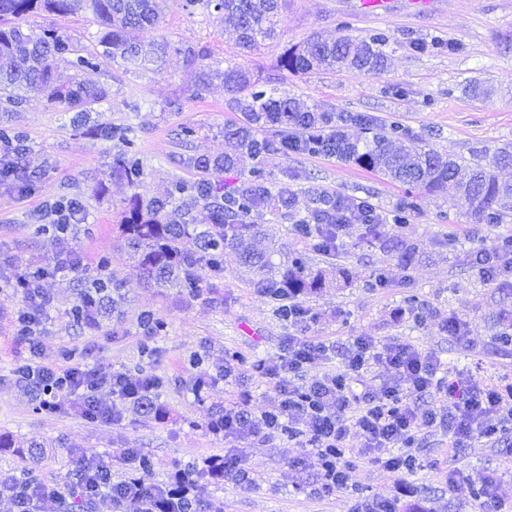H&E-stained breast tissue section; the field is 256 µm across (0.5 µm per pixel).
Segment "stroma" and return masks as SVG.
I'll return each mask as SVG.
<instances>
[{
    "mask_svg": "<svg viewBox=\"0 0 512 512\" xmlns=\"http://www.w3.org/2000/svg\"><path fill=\"white\" fill-rule=\"evenodd\" d=\"M161 22L148 41L170 46L162 69L138 74L125 64L106 62L108 95L88 117L49 108L44 98L29 96L20 106L0 109V132L20 135L27 147L25 161L36 171L33 189L18 193L0 183V261L19 265L48 262L58 243L52 232L39 231L37 211L59 198L78 200L83 211L71 238L87 256L80 272L55 275L42 286L51 298L39 330L43 363H58L64 350L73 349L86 364L127 372L132 377L153 374L161 383L154 391L158 414L142 416L133 403L102 392L119 419L92 422L69 408L49 414L38 410L31 388L14 375L22 343L7 332V317L21 307V297L0 290V434L22 447L37 446L40 458L35 476L70 478V456L83 451L112 464L113 480L128 476L131 466L119 462L123 449L135 448L153 462L150 482L169 484L176 470L200 472L202 512H347L348 492H322L320 465L309 457L306 466L293 461L302 450L280 436L270 441L226 440L206 428L217 409L243 394L255 416L271 410L276 401L272 386L255 370L259 361L282 354L292 336H312L331 342L326 368L339 370L354 337L400 340L434 353L448 370L483 378L512 379V345L501 342L512 328L504 314L512 310V294L485 284L470 263L471 254L490 249L512 236V224H482L455 185L420 194L418 210L404 228H395L387 215L404 196L405 185L353 164L319 155H272L264 164L269 181L302 191L310 197L323 189L351 200H366L384 214L383 238L401 236L417 244L419 254L409 269L408 287L391 254L364 239L361 224L349 225L335 256L311 254L313 268L323 270L329 285L306 299L313 317L294 324L278 319L272 303L251 286L250 275L236 252L224 253V276L215 289L189 298L176 291L160 293L129 260L119 225L132 194L151 199L165 196L173 183L193 184L199 177L192 162L231 151L225 125L238 121L224 95L221 81L195 92L194 70L180 49L193 45L208 49L210 63L223 68L233 62L248 69L261 84L311 107L333 112H364L379 122H400L413 147L432 146L453 158L477 150L495 154L512 151V0H399L391 12L363 11L358 0H288L277 39L243 52L237 34L224 24L214 6L198 5L194 12L176 0H157ZM365 37L384 31L387 68L381 73L345 69L334 74L286 72L280 58L290 46L310 38H333L340 25ZM130 129V141L91 134L94 125ZM134 146L144 164L138 188L112 181L114 155ZM110 257L118 272L121 311L99 317L94 328L73 320L70 309L87 282L97 273L101 257ZM351 270L352 283L337 281V267ZM386 267L394 281L390 288H366L362 279ZM414 291L426 304L427 321L418 324L401 314L403 298ZM164 318V335L148 337L139 326L142 311ZM466 323L469 345L450 337L448 317ZM155 347L145 355L143 344ZM204 358L207 373H215L229 356L240 357L234 374L208 382L203 396L193 390L195 372L187 363L193 353ZM359 464L355 492L372 497L394 491L391 473L359 459L362 442H350ZM236 448L258 485L244 489L227 479L208 475L207 459ZM425 467L406 476L428 512H478L460 493L449 491L446 472L459 467L472 478L498 472L497 494L504 512H512V437L489 447L475 444L449 451L448 437L429 434L424 443Z\"/></svg>",
    "mask_w": 512,
    "mask_h": 512,
    "instance_id": "stroma-1",
    "label": "stroma"
}]
</instances>
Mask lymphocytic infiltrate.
<instances>
[{
  "label": "lymphocytic infiltrate",
  "instance_id": "obj_1",
  "mask_svg": "<svg viewBox=\"0 0 512 512\" xmlns=\"http://www.w3.org/2000/svg\"><path fill=\"white\" fill-rule=\"evenodd\" d=\"M78 214L72 199L53 202L43 212L62 243L54 256L57 271L78 272L87 266L84 252L68 241ZM44 278L39 265L0 271L1 284L24 293V305L9 324L11 335H37L51 303L42 288ZM328 350L326 342L289 337L279 357L258 366L261 377L273 385L276 405L256 418L248 412L246 400L228 404L218 416L224 437L269 441L285 435L300 442L303 454L295 466H305L308 456H316L321 488L332 492L353 484L348 452L354 437L362 441L367 464L401 477L421 468V448L432 432H447L452 449L474 443L495 447L512 434V382L454 379L437 356L409 343L381 344L371 336L354 339L342 370L325 371L321 364ZM375 366L389 370L390 377L372 391L363 388L362 379ZM308 368L313 377L297 385L296 376ZM17 374L35 392L53 388L55 409L69 405L87 418L107 423L116 415L112 406L100 401V391L109 390L130 402L147 392L144 377L91 367L70 357L55 365L31 357L20 364ZM71 465L69 482L1 478L0 497L12 501L16 512H40L44 503H60L68 496L88 505L107 502L112 512H126L131 504L137 512H183L184 504L199 500L197 474L189 469L178 472L175 483L160 486L144 478L113 480L101 458L81 452L72 454ZM497 482L493 473L473 483L459 469L448 471L449 488L467 492L481 512H500Z\"/></svg>",
  "mask_w": 512,
  "mask_h": 512
}]
</instances>
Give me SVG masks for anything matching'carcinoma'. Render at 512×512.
I'll list each match as a JSON object with an SVG mask.
<instances>
[{"label":"carcinoma","instance_id":"obj_1","mask_svg":"<svg viewBox=\"0 0 512 512\" xmlns=\"http://www.w3.org/2000/svg\"><path fill=\"white\" fill-rule=\"evenodd\" d=\"M283 0H220L224 19L239 32V43L254 49L278 36V17ZM89 11L100 28L102 50L81 54L73 40L49 22L35 32L28 25L34 14L66 16L76 10ZM156 0H0V100L18 103L19 93L44 96L49 104L66 112L85 114L104 100L108 88L103 82L86 78L90 71L102 70L103 61L121 60L142 71H155L166 55L168 44L161 42L149 51L144 36L159 26ZM382 34L354 39L339 35L333 40L313 38L303 47L287 48L281 69L293 72L334 71L355 68L380 73L387 58L381 46ZM76 55L73 60L69 55ZM195 72V86L203 91L212 79L204 49H184ZM224 82L228 103L242 119L224 127V138L235 144L231 153L220 157H199L195 164L203 178L188 186L173 184L165 198L147 201L134 194L128 215L121 225L129 248V258L143 270L156 288H174L196 296L204 286L224 273V250L235 251L241 264L255 275V291L277 303L276 314L288 320V299H298L326 287V277L309 265V253L325 256L336 249V226L343 219L349 200L333 192H322L310 201L301 199L290 187L270 182L262 161L270 155L288 157L313 154L334 157L381 174L408 186L409 193H435L453 182L469 201L478 220L504 224L512 220V184L502 182L485 163L482 153L470 158H450L434 148L406 149L408 131L397 122L382 124L361 112H329L308 108L293 98L280 97L258 85L249 70L228 65L218 73ZM248 169V178L224 193L212 184L209 175ZM144 176L138 154L130 149L112 159V178L136 186ZM208 205L211 224L200 230L186 218L189 202ZM305 207L306 215L291 228V234L305 248L283 259L276 243L277 231L261 223L263 217L279 209ZM416 202L406 197L393 210V221L402 226L415 212ZM263 238L267 249L259 251L253 241ZM387 252L397 253L401 270L409 268L418 255L413 244L392 239ZM112 263L100 261L97 300L80 298L73 306L76 318L99 316L115 299ZM150 336L166 332L167 323L151 312L140 318Z\"/></svg>","mask_w":512,"mask_h":512}]
</instances>
